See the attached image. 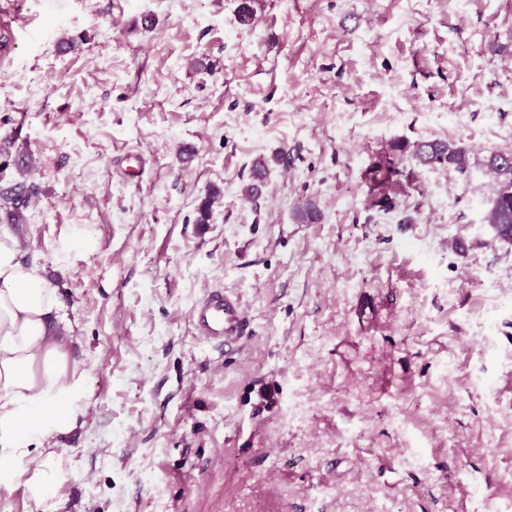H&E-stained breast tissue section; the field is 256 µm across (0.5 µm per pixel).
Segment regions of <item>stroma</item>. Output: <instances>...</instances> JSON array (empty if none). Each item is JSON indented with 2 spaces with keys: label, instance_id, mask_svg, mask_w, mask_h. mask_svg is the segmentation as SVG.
Segmentation results:
<instances>
[{
  "label": "stroma",
  "instance_id": "35a3bbf8",
  "mask_svg": "<svg viewBox=\"0 0 512 512\" xmlns=\"http://www.w3.org/2000/svg\"><path fill=\"white\" fill-rule=\"evenodd\" d=\"M427 140L465 147L466 172L417 164ZM494 151L512 0H0V190L35 188L0 227L94 384L56 447L62 512H500ZM67 224L94 254L59 261ZM213 290L247 310L239 350L195 334Z\"/></svg>",
  "mask_w": 512,
  "mask_h": 512
}]
</instances>
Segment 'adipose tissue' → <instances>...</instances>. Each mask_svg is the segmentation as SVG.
I'll list each match as a JSON object with an SVG mask.
<instances>
[{"label":"adipose tissue","instance_id":"ef3b65f1","mask_svg":"<svg viewBox=\"0 0 512 512\" xmlns=\"http://www.w3.org/2000/svg\"><path fill=\"white\" fill-rule=\"evenodd\" d=\"M72 331L43 268L0 228V490L25 484L47 512H61L51 492L66 479L53 444L78 428L93 396L89 374L70 362Z\"/></svg>","mask_w":512,"mask_h":512}]
</instances>
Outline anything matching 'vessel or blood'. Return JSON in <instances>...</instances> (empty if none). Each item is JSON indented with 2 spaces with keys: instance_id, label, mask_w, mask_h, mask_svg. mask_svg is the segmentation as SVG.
Returning <instances> with one entry per match:
<instances>
[{
  "instance_id": "vessel-or-blood-1",
  "label": "vessel or blood",
  "mask_w": 512,
  "mask_h": 512,
  "mask_svg": "<svg viewBox=\"0 0 512 512\" xmlns=\"http://www.w3.org/2000/svg\"><path fill=\"white\" fill-rule=\"evenodd\" d=\"M249 324L248 314L238 298L220 290L202 298L193 310L196 335L219 348H236Z\"/></svg>"
}]
</instances>
